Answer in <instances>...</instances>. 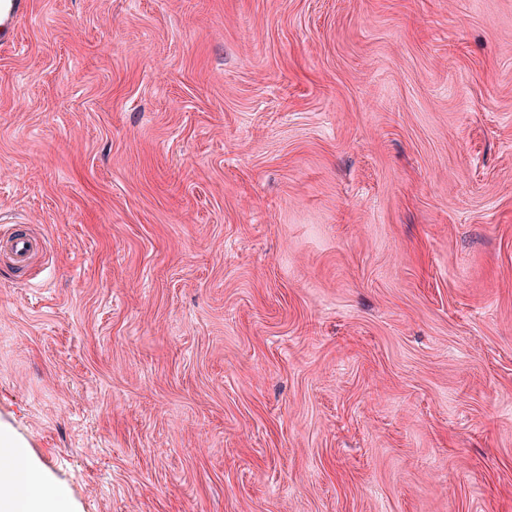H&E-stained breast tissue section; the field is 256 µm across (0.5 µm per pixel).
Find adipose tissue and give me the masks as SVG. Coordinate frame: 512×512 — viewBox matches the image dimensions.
I'll return each instance as SVG.
<instances>
[{
    "label": "adipose tissue",
    "mask_w": 512,
    "mask_h": 512,
    "mask_svg": "<svg viewBox=\"0 0 512 512\" xmlns=\"http://www.w3.org/2000/svg\"><path fill=\"white\" fill-rule=\"evenodd\" d=\"M0 512H68L64 491L18 448L9 429L0 427Z\"/></svg>",
    "instance_id": "adipose-tissue-1"
}]
</instances>
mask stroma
I'll return each instance as SVG.
<instances>
[{"instance_id":"obj_1","label":"stroma","mask_w":512,"mask_h":512,"mask_svg":"<svg viewBox=\"0 0 512 512\" xmlns=\"http://www.w3.org/2000/svg\"><path fill=\"white\" fill-rule=\"evenodd\" d=\"M30 3L0 425L70 512H512V0ZM44 241L28 233L14 231L0 234L1 260L7 258L17 268H26L32 260L43 252Z\"/></svg>"}]
</instances>
